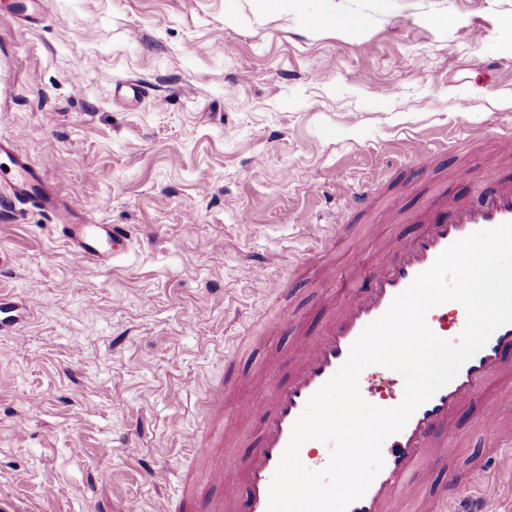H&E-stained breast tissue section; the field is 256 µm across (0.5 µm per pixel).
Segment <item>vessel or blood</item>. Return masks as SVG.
<instances>
[{"instance_id": "b4317fda", "label": "vessel or blood", "mask_w": 512, "mask_h": 512, "mask_svg": "<svg viewBox=\"0 0 512 512\" xmlns=\"http://www.w3.org/2000/svg\"><path fill=\"white\" fill-rule=\"evenodd\" d=\"M462 145L467 155L480 160L472 195L452 199L436 195L414 217L421 231L383 244V255L372 266L368 286L335 304L323 331L308 337L301 356L291 364L288 380H279L273 373L257 384L248 417L260 425L259 445L247 457L241 481L229 478L223 468L211 470V480L224 486V500L213 512H267L270 482L294 423L307 400L346 361L363 329L381 317L415 276L453 242L512 222V179L503 175L512 160V131L487 126L478 140L466 139ZM0 153L13 160L11 168L0 171V182L55 211L61 219L60 236L70 251L88 263L108 267L129 249L131 240L122 225L98 224L85 216L73 218L71 208L59 204L39 169L13 144L0 141ZM466 318L464 306L451 301L431 308L426 323L436 335L454 340ZM511 376L512 324H507L463 364L452 382L413 413L400 432L384 441L382 469L348 512H397L403 502L417 504L419 512H458L460 496L455 489L461 485L471 494L469 512H487L481 489L512 487V428L497 424L499 418L512 416V395L492 401L486 395L494 383ZM359 389L366 401L382 408L398 406L404 395L401 376L380 365L361 372ZM473 405L482 408L484 435L494 455L491 461H479L462 474L448 466V453L459 440L453 419ZM299 456L305 467L320 470L329 461L330 448L310 440L302 445Z\"/></svg>"}]
</instances>
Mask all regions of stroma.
<instances>
[{"mask_svg":"<svg viewBox=\"0 0 512 512\" xmlns=\"http://www.w3.org/2000/svg\"><path fill=\"white\" fill-rule=\"evenodd\" d=\"M13 3L0 0V138L132 245L82 264L54 213L0 183V301L28 308L0 330V512H161L185 485L211 505L224 488L206 471L239 477L259 427L203 426L200 400L235 415L262 370L286 376L330 314L323 264L338 295L363 288L380 241L419 232L406 216L436 185L472 193L476 161L455 142L512 126V0H45L29 28ZM353 14L357 27L332 23ZM419 139L438 155L417 175L401 147ZM368 183L371 210L336 229ZM272 310L285 329L261 336ZM481 414L456 418L455 469L487 446ZM205 432L212 457L194 459Z\"/></svg>","mask_w":512,"mask_h":512,"instance_id":"1","label":"stroma"}]
</instances>
